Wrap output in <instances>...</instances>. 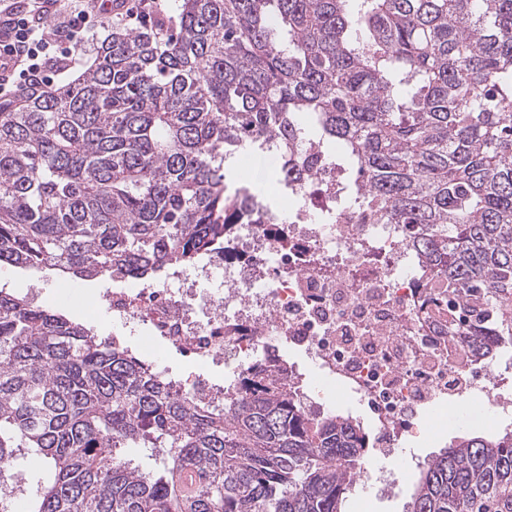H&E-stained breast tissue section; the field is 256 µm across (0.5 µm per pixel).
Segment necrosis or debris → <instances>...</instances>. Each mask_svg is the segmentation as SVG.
I'll return each mask as SVG.
<instances>
[{
    "label": "necrosis or debris",
    "instance_id": "obj_1",
    "mask_svg": "<svg viewBox=\"0 0 512 512\" xmlns=\"http://www.w3.org/2000/svg\"><path fill=\"white\" fill-rule=\"evenodd\" d=\"M315 170L313 182L281 183L260 199L233 182L249 219L191 264L77 297L105 313L115 347L131 331L141 350L163 345L223 367V381L199 373L179 382L196 402L223 403L252 366L293 348L313 371L289 364L292 391L324 399L321 379L336 381L391 446L437 402L477 397L511 419L512 378L491 356L467 352L468 318L442 310L414 274L400 225L337 213L336 163L320 158Z\"/></svg>",
    "mask_w": 512,
    "mask_h": 512
}]
</instances>
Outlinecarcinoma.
<instances>
[{
  "mask_svg": "<svg viewBox=\"0 0 512 512\" xmlns=\"http://www.w3.org/2000/svg\"><path fill=\"white\" fill-rule=\"evenodd\" d=\"M160 27L112 29L80 75L0 110V266L157 277L236 220L241 143L276 141L271 180L308 182L313 141L364 222L405 225L419 276L464 301L474 353L488 325L512 340V0H178ZM375 447L263 368L196 404L0 287V512L26 453L48 462L31 512H344ZM405 512H512V431L429 459Z\"/></svg>",
  "mask_w": 512,
  "mask_h": 512,
  "instance_id": "obj_1",
  "label": "carcinoma"
}]
</instances>
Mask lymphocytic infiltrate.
<instances>
[{
    "label": "lymphocytic infiltrate",
    "mask_w": 512,
    "mask_h": 512,
    "mask_svg": "<svg viewBox=\"0 0 512 512\" xmlns=\"http://www.w3.org/2000/svg\"><path fill=\"white\" fill-rule=\"evenodd\" d=\"M103 7L104 0H29L30 15L54 14L55 24L46 30L18 14L12 0H0V61L12 64L9 72L0 73V108L18 90L50 86L56 75L81 66L83 54L73 40L76 33L90 32L92 19L102 15L107 22L131 26L143 21L145 11L164 10L162 0H139L109 15Z\"/></svg>",
    "instance_id": "f902f5d3"
}]
</instances>
